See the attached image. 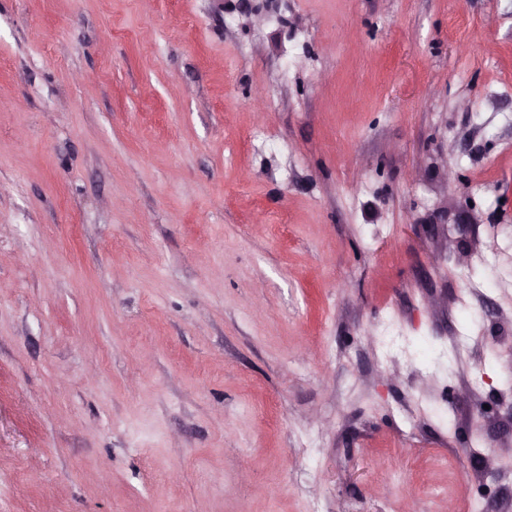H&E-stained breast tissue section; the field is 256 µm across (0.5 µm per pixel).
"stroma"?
Masks as SVG:
<instances>
[{"instance_id":"stroma-1","label":"stroma","mask_w":512,"mask_h":512,"mask_svg":"<svg viewBox=\"0 0 512 512\" xmlns=\"http://www.w3.org/2000/svg\"><path fill=\"white\" fill-rule=\"evenodd\" d=\"M476 500L512 0H0V512Z\"/></svg>"}]
</instances>
